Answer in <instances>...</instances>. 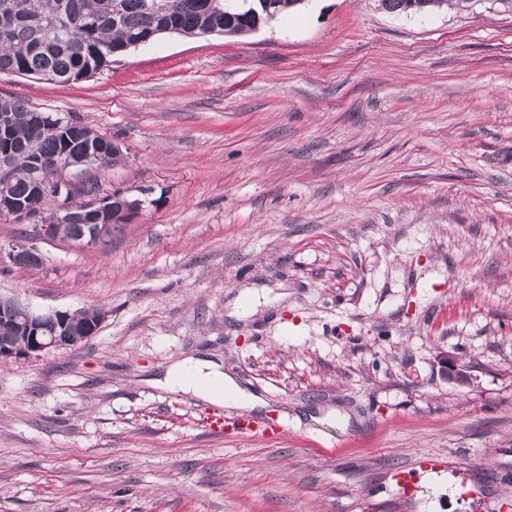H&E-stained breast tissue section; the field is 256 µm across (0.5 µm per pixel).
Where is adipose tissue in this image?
<instances>
[{
	"label": "adipose tissue",
	"mask_w": 512,
	"mask_h": 512,
	"mask_svg": "<svg viewBox=\"0 0 512 512\" xmlns=\"http://www.w3.org/2000/svg\"><path fill=\"white\" fill-rule=\"evenodd\" d=\"M158 384L167 391L190 393L217 405L248 411L265 405L259 394L243 388L220 363L207 358L189 356L173 363Z\"/></svg>",
	"instance_id": "obj_1"
}]
</instances>
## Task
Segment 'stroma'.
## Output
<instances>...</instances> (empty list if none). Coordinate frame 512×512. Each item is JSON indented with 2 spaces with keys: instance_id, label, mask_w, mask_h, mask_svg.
<instances>
[{
  "instance_id": "obj_1",
  "label": "stroma",
  "mask_w": 512,
  "mask_h": 512,
  "mask_svg": "<svg viewBox=\"0 0 512 512\" xmlns=\"http://www.w3.org/2000/svg\"><path fill=\"white\" fill-rule=\"evenodd\" d=\"M1 97L119 139L121 164L62 177L143 210L104 248L0 218V250L45 258L0 263V295L104 314L0 359V512H507L511 8L305 0L82 81L1 74ZM191 355L267 408L153 386ZM385 10L390 13L424 15L443 7L471 8L479 0H384ZM0 258L2 262L12 261L25 264H41L43 262L42 254L25 242L16 243L6 253L1 250Z\"/></svg>"
}]
</instances>
